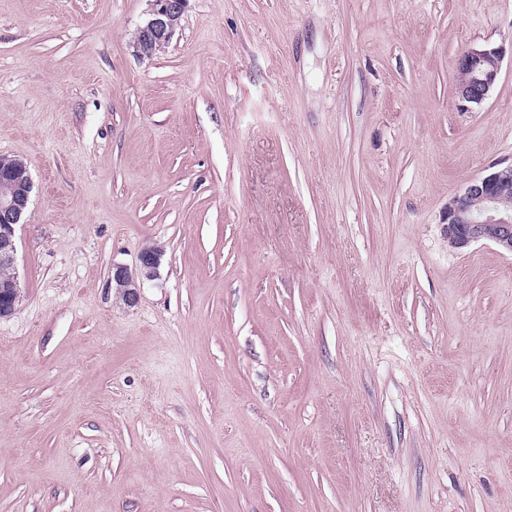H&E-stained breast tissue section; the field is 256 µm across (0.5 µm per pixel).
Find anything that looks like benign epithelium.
I'll list each match as a JSON object with an SVG mask.
<instances>
[{
	"instance_id": "benign-epithelium-1",
	"label": "benign epithelium",
	"mask_w": 512,
	"mask_h": 512,
	"mask_svg": "<svg viewBox=\"0 0 512 512\" xmlns=\"http://www.w3.org/2000/svg\"><path fill=\"white\" fill-rule=\"evenodd\" d=\"M148 18L140 25L132 42L135 55L151 58L165 51L180 25L188 0H150ZM504 51L481 45L465 51L457 61L458 77L454 93L465 111L482 105L498 81ZM32 178L26 162L18 159L0 171V267L9 270L0 278V318L10 316L20 297L16 271L15 227L28 208ZM512 162L495 163L488 172L471 180L450 197L442 214L443 235L452 250L462 251L488 241L512 254ZM163 248L146 245L139 252V270L131 272L122 265L112 266L111 280L127 307L139 300L137 280L157 276Z\"/></svg>"
}]
</instances>
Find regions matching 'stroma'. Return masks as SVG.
I'll return each mask as SVG.
<instances>
[{
	"mask_svg": "<svg viewBox=\"0 0 512 512\" xmlns=\"http://www.w3.org/2000/svg\"><path fill=\"white\" fill-rule=\"evenodd\" d=\"M148 9L0 0V512H512V257L440 224L512 160V62L454 94L512 0H189L150 59ZM503 59V49L489 45L470 48L458 58L454 93L461 110L485 102L496 86ZM10 157H0V166H11ZM32 191V178L26 162L17 159L6 171H0V267L9 274L0 277V318L10 316L20 297V284L16 271L17 245L15 227L28 208ZM163 253V248L155 245L142 247L138 256L139 270L137 273H132L122 265L113 266L111 280L115 284L118 295L125 306L131 308L137 305L139 300L138 288H140L137 280H151L157 276Z\"/></svg>",
	"mask_w": 512,
	"mask_h": 512,
	"instance_id": "obj_1",
	"label": "stroma"
}]
</instances>
